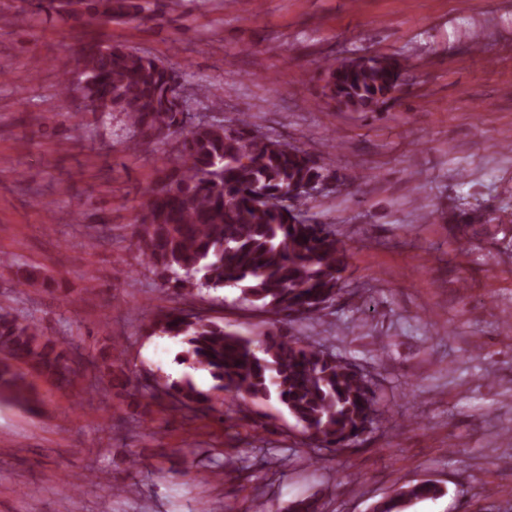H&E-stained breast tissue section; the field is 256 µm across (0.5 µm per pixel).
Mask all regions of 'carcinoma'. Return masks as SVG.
Instances as JSON below:
<instances>
[{
	"label": "carcinoma",
	"instance_id": "1",
	"mask_svg": "<svg viewBox=\"0 0 512 512\" xmlns=\"http://www.w3.org/2000/svg\"><path fill=\"white\" fill-rule=\"evenodd\" d=\"M37 0L47 16L93 24L144 19L138 0ZM83 80L64 79L61 94L83 109L120 113L133 136L128 149L176 140L178 164L158 181L135 216L134 245L147 264L184 303L157 317L150 334L178 338V361L209 373L211 390L186 378L145 386L152 399L184 419L213 411L211 393L238 407L275 398L295 419L313 449L342 451L379 422L371 381L356 366L308 336L269 330L243 336L198 314L193 301L204 290L233 287L241 298L274 316L273 324L318 320L336 300L346 269L347 246L327 224L299 218L323 169L307 151L260 133L248 116L233 125L200 122L185 129L176 70L120 43L85 42ZM395 57L344 59L328 70L325 95L354 112H374L392 98L405 76ZM99 390L126 389L124 368L104 356ZM75 360L58 339L36 323L0 310V399L29 407L32 394L23 366L59 386L73 383ZM440 486L424 480L400 488L374 512H405L415 501L435 498ZM286 512H320L311 497Z\"/></svg>",
	"mask_w": 512,
	"mask_h": 512
}]
</instances>
